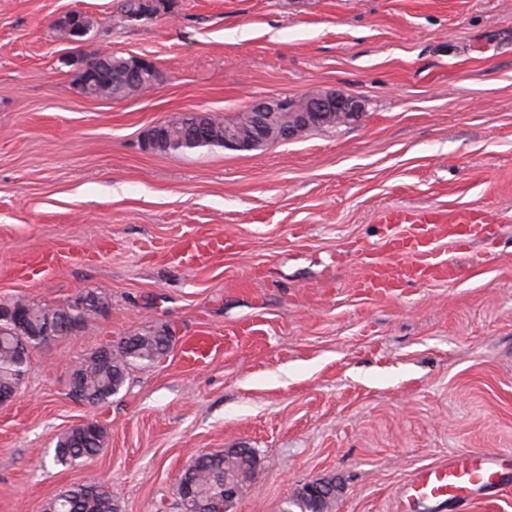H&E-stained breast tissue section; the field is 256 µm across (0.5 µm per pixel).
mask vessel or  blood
Here are the masks:
<instances>
[{
    "label": "vessel or blood",
    "instance_id": "b4317fda",
    "mask_svg": "<svg viewBox=\"0 0 512 512\" xmlns=\"http://www.w3.org/2000/svg\"><path fill=\"white\" fill-rule=\"evenodd\" d=\"M386 222L390 233L382 249H374L366 243L358 244L356 248L368 269L367 276L355 283L358 292L389 295L405 284L440 275L456 281L458 266L441 252V245L483 239L491 231L490 226L472 211L452 215L429 210L413 215L392 214ZM222 248L223 242L219 239L188 237L172 252L171 258L180 263H196ZM63 259V254L58 251L38 250L19 260L13 271L31 277ZM223 351V336L203 332L182 338L180 361L187 367H201ZM498 466V459L490 455L451 457L421 467L408 484L405 496L412 501L442 497L452 500L476 487L491 494L497 489Z\"/></svg>",
    "mask_w": 512,
    "mask_h": 512
}]
</instances>
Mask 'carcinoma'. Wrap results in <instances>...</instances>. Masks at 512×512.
I'll list each match as a JSON object with an SVG mask.
<instances>
[{
  "label": "carcinoma",
  "instance_id": "1",
  "mask_svg": "<svg viewBox=\"0 0 512 512\" xmlns=\"http://www.w3.org/2000/svg\"><path fill=\"white\" fill-rule=\"evenodd\" d=\"M118 8L122 17L132 14L141 15L147 9V0H119ZM95 20L83 13L76 22V28L66 33L68 40L84 43L89 40L82 30H93ZM126 58H108L103 68L107 77L83 84L84 95L91 98H105L114 92V83L122 81ZM199 124H194V121ZM175 116L165 121L169 147L158 149L160 153L188 154L199 149L224 147V124H233L247 129L248 116L241 113L231 119L218 118L207 112L198 119ZM99 300L95 304L81 309L71 310L77 328H83L88 322L99 318L111 305L110 297L97 291ZM9 306H19L24 310L25 320L20 326H8L0 330V390L9 391L22 373L33 368V358H22L21 339H29L39 331L45 322L50 307L28 299H16L7 302ZM175 336L171 330L162 326L154 330L142 329L130 337L131 348L122 344H108L80 361L73 372L79 377L81 399L88 405H96L109 400L119 393L125 385L129 372L138 367L153 365L165 358L172 349ZM104 431L98 422L89 428L68 430L58 440L54 448V463L62 467H72L82 460L96 455L103 444ZM259 464L256 453L244 448L230 456L222 451L199 455L183 473V482L194 500L204 505L214 504L224 499V473L229 471L242 481H249L255 465ZM319 486L327 497H296L290 507L298 512H330L336 495V485L321 482ZM49 512H116L112 493L101 482L78 483L71 486L59 497L52 500Z\"/></svg>",
  "mask_w": 512,
  "mask_h": 512
}]
</instances>
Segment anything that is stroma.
I'll list each match as a JSON object with an SVG mask.
<instances>
[{
  "label": "stroma",
  "instance_id": "35a3bbf8",
  "mask_svg": "<svg viewBox=\"0 0 512 512\" xmlns=\"http://www.w3.org/2000/svg\"><path fill=\"white\" fill-rule=\"evenodd\" d=\"M117 5L0 0V266L79 249L0 278V301L112 302L37 352L0 407V512H45L97 480L116 512H156L199 454L226 448L259 459L231 512H282L318 480L337 486L332 512H407L418 468L473 451L500 459L498 496L416 512H512V0H173L174 19L136 22ZM72 9L95 19L93 49L149 59L160 82L82 96L54 26ZM328 90L356 97L360 119L247 152L143 144L185 112L228 119ZM463 209L495 234L461 250L457 281L356 291L354 248L382 243L381 215ZM187 235L230 246L173 263ZM148 319L178 338L224 332V354L187 369L174 350L109 402L74 403L75 364ZM87 419L105 430L100 453L55 465L60 435ZM69 256L56 250H38L19 260L9 274H20L32 277L40 274L46 267L67 259Z\"/></svg>",
  "mask_w": 512,
  "mask_h": 512
}]
</instances>
